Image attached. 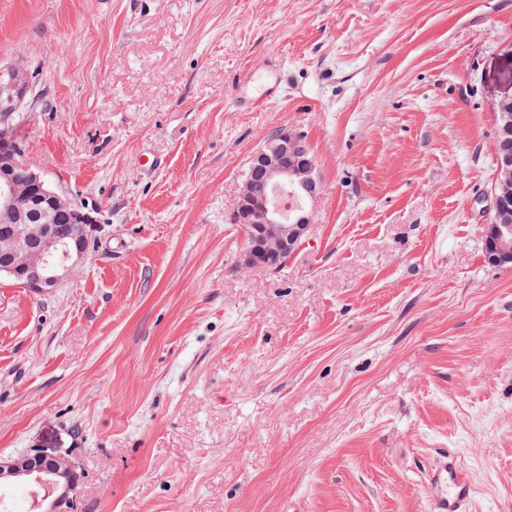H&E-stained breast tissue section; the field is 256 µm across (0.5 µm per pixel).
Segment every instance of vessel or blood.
<instances>
[{
  "instance_id": "b4317fda",
  "label": "vessel or blood",
  "mask_w": 512,
  "mask_h": 512,
  "mask_svg": "<svg viewBox=\"0 0 512 512\" xmlns=\"http://www.w3.org/2000/svg\"><path fill=\"white\" fill-rule=\"evenodd\" d=\"M430 512H469L474 485L455 454L441 455L427 473Z\"/></svg>"
}]
</instances>
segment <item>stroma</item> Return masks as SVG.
<instances>
[{"label":"stroma","mask_w":512,"mask_h":512,"mask_svg":"<svg viewBox=\"0 0 512 512\" xmlns=\"http://www.w3.org/2000/svg\"><path fill=\"white\" fill-rule=\"evenodd\" d=\"M510 39L512 0H0L26 157L97 221L52 292L0 279V457L76 459L77 512H429L450 451L471 512H512L483 237ZM281 128L320 194L285 267L247 269L237 196Z\"/></svg>","instance_id":"1"}]
</instances>
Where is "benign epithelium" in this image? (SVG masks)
Returning a JSON list of instances; mask_svg holds the SVG:
<instances>
[{
	"label": "benign epithelium",
	"instance_id": "obj_1",
	"mask_svg": "<svg viewBox=\"0 0 512 512\" xmlns=\"http://www.w3.org/2000/svg\"><path fill=\"white\" fill-rule=\"evenodd\" d=\"M25 74L0 68V221L16 225L15 235L0 240V278L17 282L36 294H45L82 266L90 257V216L48 183L44 172L30 164L25 149L10 136L27 93ZM512 93L495 99L496 176L490 189L492 219L483 225L487 261L512 266V224L506 216L502 189L512 187V116L506 104ZM23 172L15 179L14 172ZM316 164L304 136L281 129L264 140L249 161L236 202L235 223L247 239L243 265L249 269L277 270L301 245L312 223L307 204L316 200L319 182ZM284 187L304 198V204L287 216L272 193ZM64 213L69 231L62 233L52 219ZM25 479L43 496L35 500L36 512H70L78 484L74 463L31 448L16 458L0 457V486Z\"/></svg>",
	"mask_w": 512,
	"mask_h": 512
}]
</instances>
